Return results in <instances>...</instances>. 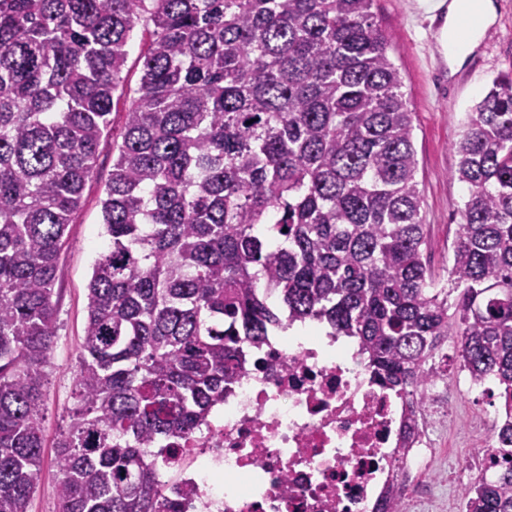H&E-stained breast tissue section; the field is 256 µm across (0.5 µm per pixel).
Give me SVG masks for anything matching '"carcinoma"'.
<instances>
[{
    "label": "carcinoma",
    "instance_id": "cac0c4a2",
    "mask_svg": "<svg viewBox=\"0 0 512 512\" xmlns=\"http://www.w3.org/2000/svg\"><path fill=\"white\" fill-rule=\"evenodd\" d=\"M372 2L0 0V512L39 485L57 260L140 24L57 512H162L159 458L282 309L353 338L395 391L422 393L453 338L505 412L464 512H512V73L455 143L449 289L424 258L413 112Z\"/></svg>",
    "mask_w": 512,
    "mask_h": 512
}]
</instances>
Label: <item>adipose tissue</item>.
I'll return each mask as SVG.
<instances>
[{
    "mask_svg": "<svg viewBox=\"0 0 512 512\" xmlns=\"http://www.w3.org/2000/svg\"><path fill=\"white\" fill-rule=\"evenodd\" d=\"M493 0H450L440 42L451 57L465 59L478 45L485 29L494 22Z\"/></svg>",
    "mask_w": 512,
    "mask_h": 512,
    "instance_id": "ef3b65f1",
    "label": "adipose tissue"
}]
</instances>
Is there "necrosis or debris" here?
<instances>
[{
  "instance_id": "1",
  "label": "necrosis or debris",
  "mask_w": 512,
  "mask_h": 512,
  "mask_svg": "<svg viewBox=\"0 0 512 512\" xmlns=\"http://www.w3.org/2000/svg\"><path fill=\"white\" fill-rule=\"evenodd\" d=\"M453 418L446 374L423 397L394 392L356 341L278 333L244 346L223 403L181 441L165 495L177 512H413L429 427Z\"/></svg>"
}]
</instances>
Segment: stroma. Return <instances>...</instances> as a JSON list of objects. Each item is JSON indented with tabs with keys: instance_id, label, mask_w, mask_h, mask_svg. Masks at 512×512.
I'll return each mask as SVG.
<instances>
[{
	"instance_id": "1",
	"label": "stroma",
	"mask_w": 512,
	"mask_h": 512,
	"mask_svg": "<svg viewBox=\"0 0 512 512\" xmlns=\"http://www.w3.org/2000/svg\"><path fill=\"white\" fill-rule=\"evenodd\" d=\"M435 2L375 0L372 11L376 22L391 38L389 54L399 68L403 91L413 113L417 179L427 231L424 255L431 268L442 274L450 263L461 208L468 195L466 185L454 176L458 163L454 144L492 80L512 69V0H493L494 22L485 29L472 53V61L464 62L454 72L450 71L437 41L445 12L435 9ZM148 40L147 30H135L122 73L123 97L112 112L113 133H120L126 98L140 84L141 51ZM112 157V141L104 139L98 148L94 176L84 188L81 206L72 217L60 254L54 297L58 328L50 351L43 421L45 448L41 478L29 512H57L54 444L67 426L74 403L73 374L87 319V285L96 259L109 245L102 233L101 201L112 175ZM443 351L448 357L450 400L456 419L433 432L436 447L429 466L432 473L445 478L451 465L460 459L480 458V450L489 437L486 414L493 399L469 390V378L459 373L452 343H445Z\"/></svg>"
}]
</instances>
